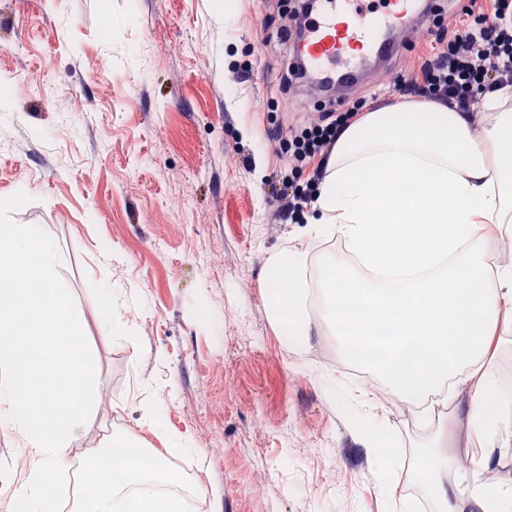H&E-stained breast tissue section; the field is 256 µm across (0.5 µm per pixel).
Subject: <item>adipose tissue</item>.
Returning a JSON list of instances; mask_svg holds the SVG:
<instances>
[{
	"label": "adipose tissue",
	"mask_w": 512,
	"mask_h": 512,
	"mask_svg": "<svg viewBox=\"0 0 512 512\" xmlns=\"http://www.w3.org/2000/svg\"><path fill=\"white\" fill-rule=\"evenodd\" d=\"M490 117L473 130L465 113L431 105L366 113L340 136L307 219L311 236L338 234L355 255V270L327 263L359 287L321 285L320 315L351 353L378 351L390 388L411 401L449 388V424L465 421L469 442L512 430V385L493 361L512 331V265L490 266L487 225L512 224V86L489 95ZM308 253L293 248L269 265L271 307L289 336H306ZM360 309L345 318L342 305ZM499 401L487 414L488 398ZM122 437L86 449L94 476L82 484L76 512H186L178 497L141 491L153 479L178 482L164 454L120 453ZM427 486L438 512H512V498L479 483L485 460L474 461L471 490L449 483L448 453L424 444ZM109 463L121 482L96 472Z\"/></svg>",
	"instance_id": "obj_1"
}]
</instances>
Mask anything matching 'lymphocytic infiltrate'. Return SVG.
I'll list each match as a JSON object with an SVG mask.
<instances>
[{"instance_id": "f902f5d3", "label": "lymphocytic infiltrate", "mask_w": 512, "mask_h": 512, "mask_svg": "<svg viewBox=\"0 0 512 512\" xmlns=\"http://www.w3.org/2000/svg\"><path fill=\"white\" fill-rule=\"evenodd\" d=\"M437 39L438 46L419 66L420 78L396 77L392 88L373 90L370 98H359L350 107L340 104L328 108L318 120L295 132L288 142L293 162L301 164L313 158L317 164L309 171L305 184L289 186L279 197L275 219L294 218L314 197L340 134L355 121L368 99L396 92L470 112L488 93L512 86V0L462 7L453 30L438 33Z\"/></svg>"}]
</instances>
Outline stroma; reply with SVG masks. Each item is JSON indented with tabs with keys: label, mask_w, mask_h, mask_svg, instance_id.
<instances>
[{
	"label": "stroma",
	"mask_w": 512,
	"mask_h": 512,
	"mask_svg": "<svg viewBox=\"0 0 512 512\" xmlns=\"http://www.w3.org/2000/svg\"><path fill=\"white\" fill-rule=\"evenodd\" d=\"M295 5L0 0V198L30 196L13 218L54 239L98 372L69 499L85 449L125 435L166 455L205 512H387L359 431L377 418L398 441V495L436 510L417 450L428 410L358 377L327 327L288 339L270 314L274 256L307 249L313 284L345 250L305 234V217L269 218L288 169L272 136L303 117L301 88L280 85ZM454 10L441 0L440 20L404 34L393 75H414ZM73 98L80 111H67ZM151 408L153 429L140 424ZM447 449L449 482L485 455L486 480L512 490V435L471 447L460 421ZM28 473L22 436L0 425V512Z\"/></svg>",
	"instance_id": "obj_1"
}]
</instances>
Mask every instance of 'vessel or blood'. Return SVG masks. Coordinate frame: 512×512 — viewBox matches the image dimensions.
Returning a JSON list of instances; mask_svg holds the SVG:
<instances>
[{
	"label": "vessel or blood",
	"instance_id": "b4317fda",
	"mask_svg": "<svg viewBox=\"0 0 512 512\" xmlns=\"http://www.w3.org/2000/svg\"><path fill=\"white\" fill-rule=\"evenodd\" d=\"M420 0H383L372 8L370 0H317L298 53L312 83L355 84L366 62L390 57L399 47L383 35L404 28Z\"/></svg>",
	"mask_w": 512,
	"mask_h": 512
}]
</instances>
